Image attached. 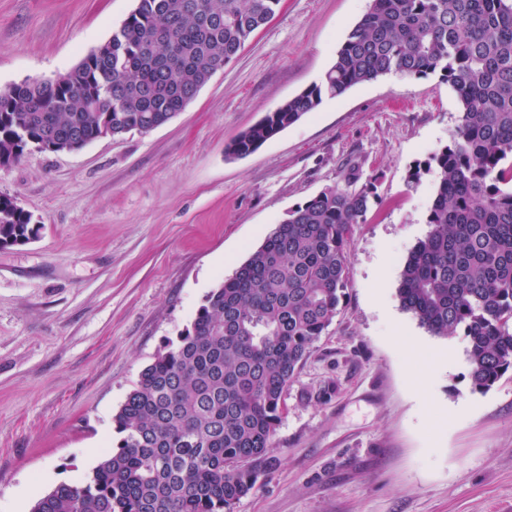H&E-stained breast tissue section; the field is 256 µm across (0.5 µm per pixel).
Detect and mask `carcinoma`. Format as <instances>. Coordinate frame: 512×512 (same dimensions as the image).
<instances>
[{"instance_id": "1", "label": "carcinoma", "mask_w": 512, "mask_h": 512, "mask_svg": "<svg viewBox=\"0 0 512 512\" xmlns=\"http://www.w3.org/2000/svg\"><path fill=\"white\" fill-rule=\"evenodd\" d=\"M280 0H137L112 45L54 79L0 88V169L26 150H75L174 118L275 16ZM391 73L457 93L451 141L410 169L436 173L430 230L410 250L401 305L435 336L462 334L472 388L512 370V0H371L323 79L225 145L244 157L323 97ZM374 185L325 188L288 211L160 350L113 415L119 438L86 478L32 512H232L275 469L284 397L344 302L353 225ZM0 195V249L39 232Z\"/></svg>"}]
</instances>
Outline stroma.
I'll return each mask as SVG.
<instances>
[{
    "mask_svg": "<svg viewBox=\"0 0 512 512\" xmlns=\"http://www.w3.org/2000/svg\"><path fill=\"white\" fill-rule=\"evenodd\" d=\"M369 4L281 0L169 123L0 170V194L42 225L0 249V512L84 480L141 370L207 294L290 208L352 173L376 196L353 227L347 300L288 388L277 468L233 512H512V371L472 390L464 337L433 335L397 294L436 190L434 173L408 172L450 142L455 90L384 75L246 157L224 153L321 81ZM135 5L0 0V87L65 73Z\"/></svg>",
    "mask_w": 512,
    "mask_h": 512,
    "instance_id": "35a3bbf8",
    "label": "stroma"
}]
</instances>
